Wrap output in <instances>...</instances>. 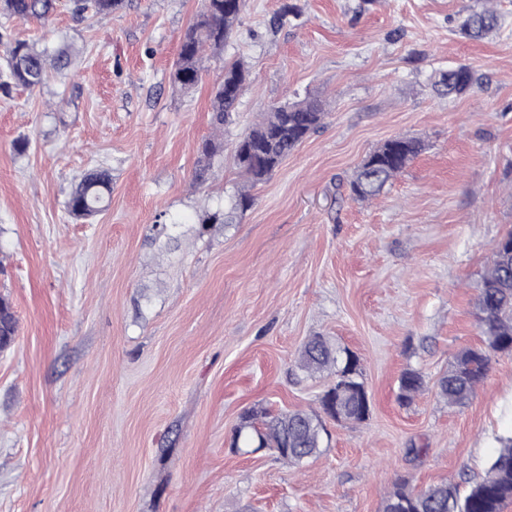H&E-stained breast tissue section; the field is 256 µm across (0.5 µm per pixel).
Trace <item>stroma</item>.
Returning a JSON list of instances; mask_svg holds the SVG:
<instances>
[{
    "instance_id": "1",
    "label": "stroma",
    "mask_w": 512,
    "mask_h": 512,
    "mask_svg": "<svg viewBox=\"0 0 512 512\" xmlns=\"http://www.w3.org/2000/svg\"><path fill=\"white\" fill-rule=\"evenodd\" d=\"M486 5L500 29L461 37ZM200 9L125 0L79 16L59 0L48 23H9L72 61L0 95V296L18 323L0 350V512H380L403 476L468 488L512 435V356H493L465 407L433 385L479 344L476 287L512 228V0H246L186 93L171 65ZM237 59L251 84L225 141L308 94L329 115L239 223L205 231L199 215L246 182L229 154L192 180L212 87ZM460 63L472 89L437 96L436 71ZM395 136L425 148L378 197H349ZM97 167L110 200L76 219L70 192ZM162 222L196 239L193 255ZM314 335L359 356L369 420L328 422L321 454L296 467L233 450L254 405H314L324 381L296 363ZM410 368L427 388L405 407Z\"/></svg>"
}]
</instances>
